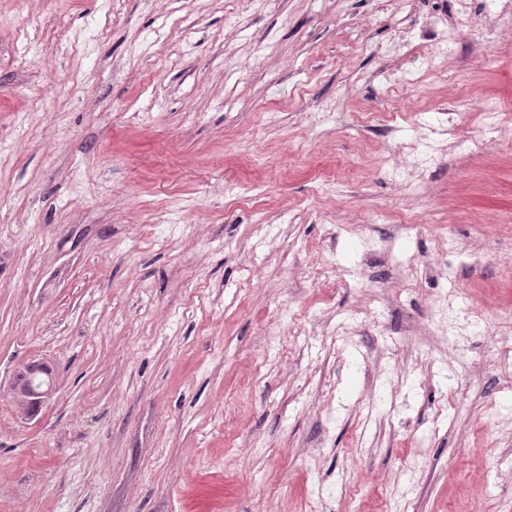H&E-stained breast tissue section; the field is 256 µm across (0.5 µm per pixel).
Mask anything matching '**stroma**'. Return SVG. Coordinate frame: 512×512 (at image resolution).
Masks as SVG:
<instances>
[{
	"label": "stroma",
	"mask_w": 512,
	"mask_h": 512,
	"mask_svg": "<svg viewBox=\"0 0 512 512\" xmlns=\"http://www.w3.org/2000/svg\"><path fill=\"white\" fill-rule=\"evenodd\" d=\"M112 2L0 0V512H512V14ZM458 300V294L455 289H449L448 293L437 296L436 302L439 304V311L441 313L440 326L442 332H452L453 336H468L465 333V326L456 322H448V312H452L453 304ZM40 371L32 372L28 366L26 369L20 368L15 376L14 385L17 393L24 392L29 386L39 387L48 382L49 377L52 376L54 369L48 365L47 367H40ZM53 377V376H52Z\"/></svg>",
	"instance_id": "stroma-1"
}]
</instances>
